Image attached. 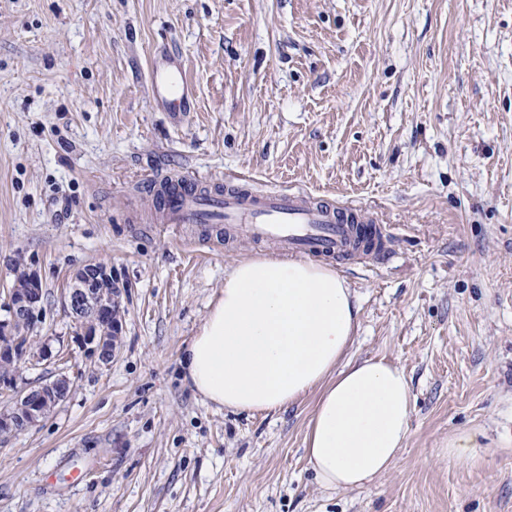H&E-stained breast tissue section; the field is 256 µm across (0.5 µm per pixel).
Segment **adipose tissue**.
<instances>
[{
  "label": "adipose tissue",
  "mask_w": 512,
  "mask_h": 512,
  "mask_svg": "<svg viewBox=\"0 0 512 512\" xmlns=\"http://www.w3.org/2000/svg\"><path fill=\"white\" fill-rule=\"evenodd\" d=\"M358 315L353 291L329 265L239 258L185 351L186 379L204 399L251 413L317 391L304 440L308 465L322 487L366 486L403 446L412 393L401 367L349 356Z\"/></svg>",
  "instance_id": "adipose-tissue-1"
}]
</instances>
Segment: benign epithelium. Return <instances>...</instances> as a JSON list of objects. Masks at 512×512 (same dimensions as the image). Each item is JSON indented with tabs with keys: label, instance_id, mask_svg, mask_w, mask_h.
I'll list each match as a JSON object with an SVG mask.
<instances>
[{
	"label": "benign epithelium",
	"instance_id": "benign-epithelium-1",
	"mask_svg": "<svg viewBox=\"0 0 512 512\" xmlns=\"http://www.w3.org/2000/svg\"><path fill=\"white\" fill-rule=\"evenodd\" d=\"M17 280L8 291V318L0 320V384L13 385L16 367L57 358L47 343L38 346L22 341V324L38 320L44 292L39 275L30 269L16 272ZM120 288L112 277V269L103 264L77 270L63 289L60 301L64 310L82 324L78 343L87 357L107 365L112 361L121 333L118 318ZM70 391V381L64 374L41 385L17 393L12 405L0 411V432L15 433L36 426L45 412L64 400Z\"/></svg>",
	"mask_w": 512,
	"mask_h": 512
}]
</instances>
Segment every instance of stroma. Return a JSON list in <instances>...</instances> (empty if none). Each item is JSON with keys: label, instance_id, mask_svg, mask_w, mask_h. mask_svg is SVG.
<instances>
[{"label": "stroma", "instance_id": "35a3bbf8", "mask_svg": "<svg viewBox=\"0 0 512 512\" xmlns=\"http://www.w3.org/2000/svg\"><path fill=\"white\" fill-rule=\"evenodd\" d=\"M179 55L191 109L155 105ZM304 190L369 210L390 242L337 271L360 301L354 358L401 366L409 432L391 470L325 489L304 452L316 394L270 413L207 401L181 358L246 255L157 220L161 174ZM111 267L122 334L87 358L60 303ZM45 289L32 333L69 395L0 436V512H512V0H0V302ZM469 433L486 450L448 458Z\"/></svg>", "mask_w": 512, "mask_h": 512}]
</instances>
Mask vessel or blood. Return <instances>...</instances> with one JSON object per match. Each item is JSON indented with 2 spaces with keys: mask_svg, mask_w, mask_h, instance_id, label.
<instances>
[{
  "mask_svg": "<svg viewBox=\"0 0 512 512\" xmlns=\"http://www.w3.org/2000/svg\"><path fill=\"white\" fill-rule=\"evenodd\" d=\"M150 82L154 97L168 112L182 110L189 82L181 63L168 56L153 64ZM152 192L161 223L240 226L253 239L282 242L302 256L341 259L358 251L367 238L368 220L361 208L338 206L300 190L247 196L224 190L206 193L191 178L161 177Z\"/></svg>",
  "mask_w": 512,
  "mask_h": 512,
  "instance_id": "vessel-or-blood-1",
  "label": "vessel or blood"
}]
</instances>
